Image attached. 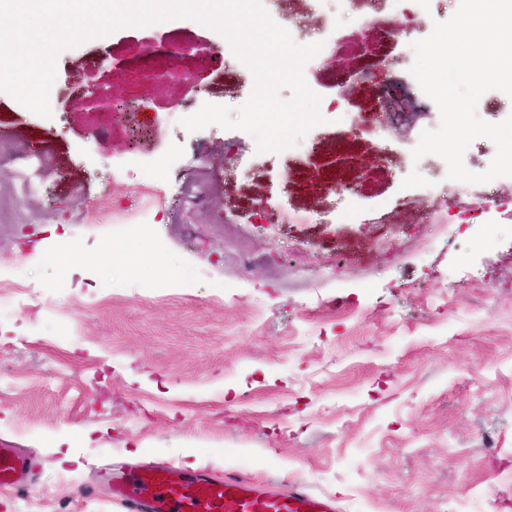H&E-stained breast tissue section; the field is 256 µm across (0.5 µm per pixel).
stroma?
Segmentation results:
<instances>
[{
    "instance_id": "obj_1",
    "label": "stroma",
    "mask_w": 512,
    "mask_h": 512,
    "mask_svg": "<svg viewBox=\"0 0 512 512\" xmlns=\"http://www.w3.org/2000/svg\"><path fill=\"white\" fill-rule=\"evenodd\" d=\"M158 42L214 51L199 77L142 81L144 109L96 111L91 94L127 91L113 60L153 68ZM220 42L188 20L123 27L60 53L50 116L0 92V194L43 157L0 219V444L40 463L0 486V512H125L107 468L180 478L195 457L340 512H512V223L486 243L409 207L325 220L336 195L309 159L372 167L366 206L446 167L327 123L243 171L252 135L181 124L224 98ZM267 200L307 223H255ZM38 171L34 165L23 170L18 177V190L14 196H0V216L4 211L18 207L25 196L35 191Z\"/></svg>"
}]
</instances>
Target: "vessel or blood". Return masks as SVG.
I'll return each mask as SVG.
<instances>
[{"label":"vessel or blood","instance_id":"b4317fda","mask_svg":"<svg viewBox=\"0 0 512 512\" xmlns=\"http://www.w3.org/2000/svg\"><path fill=\"white\" fill-rule=\"evenodd\" d=\"M36 469L34 460L13 448H0V485H9L12 474L20 468ZM169 465L155 462L146 471L117 470L112 488L127 512H336L332 500L315 495L303 486L285 492H255L245 476L225 473L217 480L202 473L182 481L168 478ZM155 493L144 497L145 485Z\"/></svg>","mask_w":512,"mask_h":512}]
</instances>
